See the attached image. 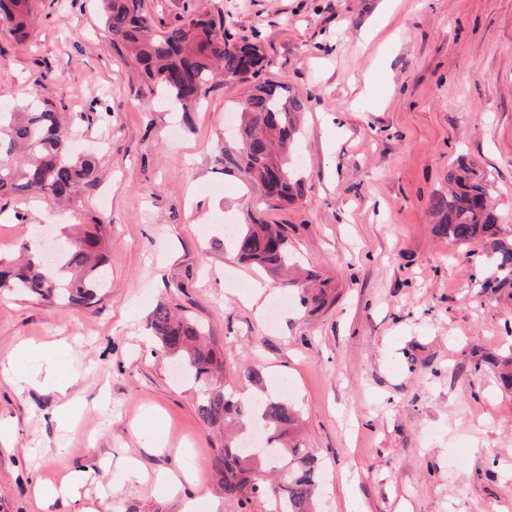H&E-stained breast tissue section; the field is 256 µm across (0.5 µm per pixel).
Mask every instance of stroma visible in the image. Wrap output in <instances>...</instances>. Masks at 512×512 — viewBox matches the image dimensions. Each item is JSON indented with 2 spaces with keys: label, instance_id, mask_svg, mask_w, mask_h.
Instances as JSON below:
<instances>
[{
  "label": "stroma",
  "instance_id": "35a3bbf8",
  "mask_svg": "<svg viewBox=\"0 0 512 512\" xmlns=\"http://www.w3.org/2000/svg\"><path fill=\"white\" fill-rule=\"evenodd\" d=\"M144 3L159 29L189 8L221 10L231 33L257 37L262 78L306 101L293 152L303 192L270 207L243 171L214 162L251 82L217 80L197 110L171 112L113 49L99 0H37L24 45L0 24V105L52 104L97 164L75 210L0 203V256L19 259L18 241L50 215L110 225L112 257L92 305L0 295V364L37 367L19 344L65 341L83 405L62 423L52 387L0 380V512H36V479L102 465L116 489L81 490L100 512H184L193 498L198 512H272V494H220L221 432L147 330L160 303L206 326L236 398L258 391L251 366L287 389L294 441L322 466L316 512L350 499L358 512H512V389L495 368L512 354V295L482 286L488 244L437 234L429 211L462 158L512 236V0ZM256 218L288 226L313 281L239 260L225 227ZM305 291L326 303L302 306ZM187 466L198 482L156 489V473Z\"/></svg>",
  "mask_w": 512,
  "mask_h": 512
}]
</instances>
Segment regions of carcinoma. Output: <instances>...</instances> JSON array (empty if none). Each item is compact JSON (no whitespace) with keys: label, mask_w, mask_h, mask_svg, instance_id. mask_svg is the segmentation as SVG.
Wrapping results in <instances>:
<instances>
[{"label":"carcinoma","mask_w":512,"mask_h":512,"mask_svg":"<svg viewBox=\"0 0 512 512\" xmlns=\"http://www.w3.org/2000/svg\"><path fill=\"white\" fill-rule=\"evenodd\" d=\"M104 25L120 45V54L136 60L147 80L148 92L173 111H188L206 95L215 79L255 78L261 71L260 44L255 39L235 40L225 29L224 13H189L180 23L154 28L143 0H100ZM0 19L9 25L14 41L23 43L32 34V0H0ZM303 97L288 94L284 86L256 81L254 92L241 104L236 128L238 145L215 151L214 161L224 171L243 169L263 191L265 204L287 202L301 192L288 154L298 133ZM95 180V161L77 155L72 135L54 106L28 104L20 112H0V198L24 195L73 206L80 186ZM450 190L432 197L437 217L435 231L457 243L491 240L492 273L482 287L512 290V239L497 237V224L489 204L485 177L464 163L448 170ZM109 225L89 224L65 237L59 263H22L0 259V293L33 296L43 300L91 301L107 284ZM240 258L277 276L288 269V225L244 224L231 234ZM149 329L167 355L175 358L182 373L199 389L196 411L203 424L244 426L249 420L264 432V447L254 450L244 441H226L218 452L216 467L222 475L224 497L242 499L258 493L255 480L263 465L281 473L274 512H311L319 492L318 462L301 448L288 446L297 426L294 404L276 397L256 402L235 400L218 382L221 361L205 342L201 323L177 314L166 304L157 305Z\"/></svg>","instance_id":"obj_1"}]
</instances>
